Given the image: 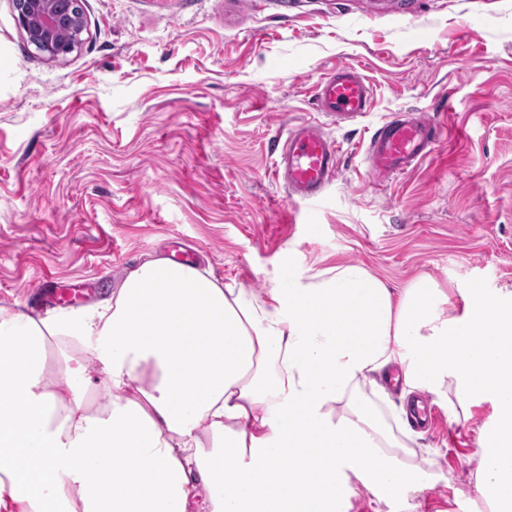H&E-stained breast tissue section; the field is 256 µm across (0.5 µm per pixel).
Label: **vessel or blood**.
<instances>
[{
    "label": "vessel or blood",
    "mask_w": 512,
    "mask_h": 512,
    "mask_svg": "<svg viewBox=\"0 0 512 512\" xmlns=\"http://www.w3.org/2000/svg\"><path fill=\"white\" fill-rule=\"evenodd\" d=\"M317 108L336 122L362 117L371 106V87L361 71L342 65L323 77L316 87ZM441 137L434 118L418 114L394 116L372 135L366 148L368 175L383 185L428 158ZM340 146L324 126L301 122L288 129L276 149L272 175L289 196L301 202L317 200L336 176Z\"/></svg>",
    "instance_id": "vessel-or-blood-1"
}]
</instances>
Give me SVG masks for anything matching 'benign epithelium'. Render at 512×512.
<instances>
[{"mask_svg": "<svg viewBox=\"0 0 512 512\" xmlns=\"http://www.w3.org/2000/svg\"><path fill=\"white\" fill-rule=\"evenodd\" d=\"M76 11H70L65 0H16V21L28 42L51 61L65 58L83 43L86 32L81 0H74ZM68 29L72 38L59 39V32Z\"/></svg>", "mask_w": 512, "mask_h": 512, "instance_id": "1", "label": "benign epithelium"}]
</instances>
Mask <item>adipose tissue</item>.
I'll return each mask as SVG.
<instances>
[{
    "label": "adipose tissue",
    "mask_w": 512,
    "mask_h": 512,
    "mask_svg": "<svg viewBox=\"0 0 512 512\" xmlns=\"http://www.w3.org/2000/svg\"><path fill=\"white\" fill-rule=\"evenodd\" d=\"M461 295L346 264L258 297L155 258L77 315L0 307V512H336L354 478L411 503L436 474L355 392L388 398L395 366L402 419L421 392L494 404L476 489L512 512V291ZM63 336L92 360L52 369Z\"/></svg>",
    "instance_id": "adipose-tissue-1"
}]
</instances>
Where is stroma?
<instances>
[{
	"label": "stroma",
	"instance_id": "35a3bbf8",
	"mask_svg": "<svg viewBox=\"0 0 512 512\" xmlns=\"http://www.w3.org/2000/svg\"><path fill=\"white\" fill-rule=\"evenodd\" d=\"M80 50L38 53L0 0V306L46 312L43 280L80 310L164 255L257 296L276 278L363 265L394 290L428 277L512 291V0H83ZM361 69L371 109L321 118L317 82ZM425 113L432 154L384 190L364 148L392 115ZM343 146L313 203L271 174L298 121ZM409 431L436 487L383 512H474L491 402Z\"/></svg>",
	"mask_w": 512,
	"mask_h": 512
}]
</instances>
